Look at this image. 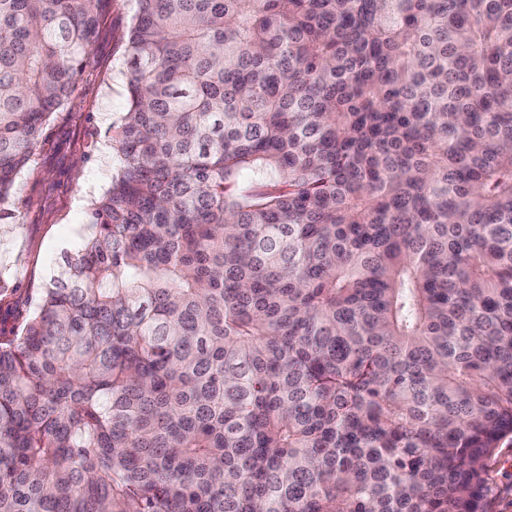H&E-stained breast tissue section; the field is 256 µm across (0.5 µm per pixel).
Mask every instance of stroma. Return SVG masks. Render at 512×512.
Instances as JSON below:
<instances>
[{
  "instance_id": "35a3bbf8",
  "label": "stroma",
  "mask_w": 512,
  "mask_h": 512,
  "mask_svg": "<svg viewBox=\"0 0 512 512\" xmlns=\"http://www.w3.org/2000/svg\"><path fill=\"white\" fill-rule=\"evenodd\" d=\"M133 0H112L107 26L70 102L43 129L29 170L0 205V276L36 300L64 252L91 232L90 208L112 185V123L126 108V34ZM494 512H512V441L488 462Z\"/></svg>"
}]
</instances>
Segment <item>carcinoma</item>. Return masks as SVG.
I'll return each mask as SVG.
<instances>
[{
	"mask_svg": "<svg viewBox=\"0 0 512 512\" xmlns=\"http://www.w3.org/2000/svg\"><path fill=\"white\" fill-rule=\"evenodd\" d=\"M112 0H0V204ZM92 234L0 328V512H492L512 0H135Z\"/></svg>",
	"mask_w": 512,
	"mask_h": 512,
	"instance_id": "1",
	"label": "carcinoma"
}]
</instances>
